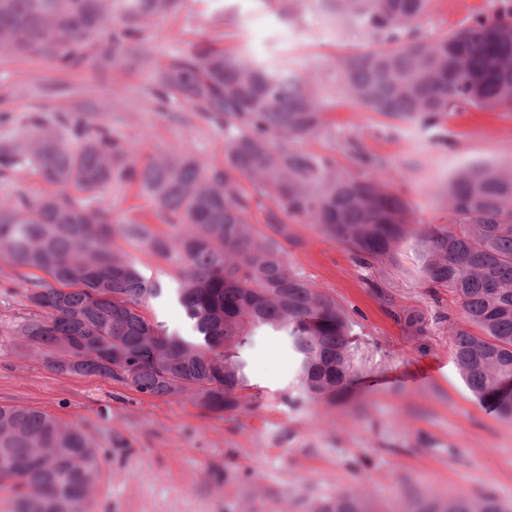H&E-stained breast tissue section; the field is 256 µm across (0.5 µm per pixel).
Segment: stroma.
<instances>
[{
	"label": "stroma",
	"mask_w": 512,
	"mask_h": 512,
	"mask_svg": "<svg viewBox=\"0 0 512 512\" xmlns=\"http://www.w3.org/2000/svg\"><path fill=\"white\" fill-rule=\"evenodd\" d=\"M496 0H431L415 29L434 39L492 13ZM182 0L141 38L156 61L203 40L225 51L283 58L316 88L328 134L305 150L338 168L375 175L408 202L415 223L451 220L444 197L452 177L479 162L512 163V112H453L432 126L366 112L342 89L340 63L369 41L294 0ZM91 120L137 154L185 150L207 169L224 165V132L187 106L162 102L152 70L116 67L88 52L62 65L38 55L0 57V146L24 149L52 129ZM364 160H357L352 146ZM289 264L336 297L353 317L360 374L332 408L283 393L291 362L279 336L259 333L249 378L262 406L206 415L188 398L157 400L94 375L60 374L50 353L27 346L11 327L28 312L26 290L45 273L0 259V404L31 407L84 430L101 474L85 512H314L342 489L365 495L370 512H407L418 498L494 494L512 504V421L479 404L452 354L447 289L428 284L415 242L393 263L364 266L315 224L288 226ZM114 249L142 274L175 289L177 263L122 238ZM421 311L426 330L410 334L401 316Z\"/></svg>",
	"instance_id": "stroma-1"
}]
</instances>
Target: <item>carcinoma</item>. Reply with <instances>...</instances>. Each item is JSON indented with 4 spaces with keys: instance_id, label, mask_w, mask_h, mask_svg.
Instances as JSON below:
<instances>
[{
    "instance_id": "obj_1",
    "label": "carcinoma",
    "mask_w": 512,
    "mask_h": 512,
    "mask_svg": "<svg viewBox=\"0 0 512 512\" xmlns=\"http://www.w3.org/2000/svg\"><path fill=\"white\" fill-rule=\"evenodd\" d=\"M335 22L375 40L341 63L359 107L431 126L449 112H512V5L462 30L423 40L409 32L431 0H313ZM182 0H0V57L50 55L64 65L88 44L113 64L145 65L148 48L127 45ZM159 96L224 128V168L206 170L179 150L145 158L103 129L38 134L26 160L53 191L34 202L0 203V256L49 275L25 298L13 334L57 353L59 373L98 375L158 400L190 397L208 415L260 405L247 352L261 330L284 339L296 361L289 388L336 404L358 373L355 323L332 295L288 263V223L319 225L371 266L416 240L424 280L456 298L448 318L453 355L471 395L512 419V165L479 162L445 190L449 224L413 223L406 200L373 175L354 176L299 143L327 133L318 94L284 60L230 56L211 42L171 53L156 74ZM248 181L271 199L268 232L250 222ZM133 187L155 204V230L138 218L93 207L107 188ZM121 236L177 261L176 300L189 335L147 314L164 293L112 248ZM97 449L74 424L33 408L0 405V486L13 512H81L100 477ZM316 512H368L364 496L340 490ZM410 512H507L493 495L418 499Z\"/></svg>"
}]
</instances>
